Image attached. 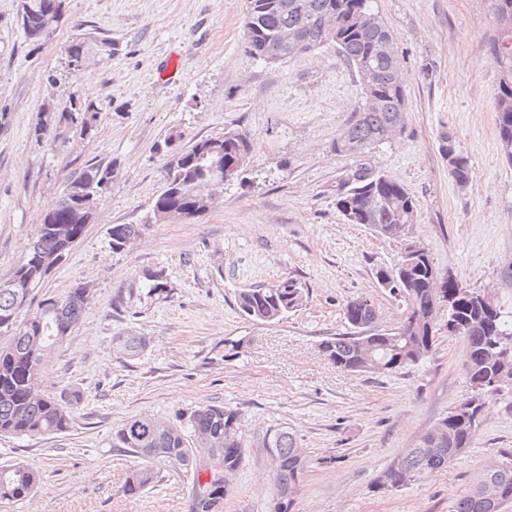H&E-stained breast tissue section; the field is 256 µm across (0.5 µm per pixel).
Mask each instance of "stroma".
I'll return each mask as SVG.
<instances>
[{"instance_id": "1", "label": "stroma", "mask_w": 512, "mask_h": 512, "mask_svg": "<svg viewBox=\"0 0 512 512\" xmlns=\"http://www.w3.org/2000/svg\"><path fill=\"white\" fill-rule=\"evenodd\" d=\"M396 39L408 119L371 151V163L417 203L411 236L440 272L491 293L512 315V162L498 136L499 71L488 0H372ZM247 0H66L51 39L26 40L17 0H0V281L22 262L41 217L69 177L91 162L112 164L111 191L39 295L89 290L78 324L40 366L43 391L78 395L70 428L37 437L0 436V464L19 461L41 476L28 496L0 512H190L193 472L118 447L127 420L173 421L198 407L229 406L255 437L287 427L315 463L292 512H451L503 448L512 449V397L491 401L472 448L419 484L373 492L375 478L468 396L464 340L448 334L421 365L396 374L344 372L319 350L344 333L347 301L365 298L377 329H393L406 304L379 284L400 248L369 227L346 223L336 186L354 164L336 143L361 103L356 73L328 47L283 63L245 50ZM118 41L119 55L83 73L64 47L78 27ZM178 67L166 72L170 58ZM94 100L101 119L88 139L54 144L34 127L49 103ZM232 126L252 148L243 182L225 184L215 207L189 222L149 227L113 251L116 224L141 223L164 185L157 146H181ZM467 155L475 177L457 187L444 134ZM163 270L169 291L152 294L145 275ZM292 276L305 306L277 323L246 319L236 296ZM146 350L127 357L126 334ZM156 473L125 494L143 464ZM224 512H269L275 486L263 449H248L230 478Z\"/></svg>"}]
</instances>
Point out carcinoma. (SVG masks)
I'll return each mask as SVG.
<instances>
[{
  "mask_svg": "<svg viewBox=\"0 0 512 512\" xmlns=\"http://www.w3.org/2000/svg\"><path fill=\"white\" fill-rule=\"evenodd\" d=\"M65 0H18V22L33 43L49 38L54 31L51 20L64 11ZM496 21V38L491 52L498 64L500 77L495 94L497 129L508 160L512 161V0H489ZM362 13H372L370 0H249L244 21L247 52L266 62H282L309 54L322 47L336 49L355 72H363L362 100L349 123L337 150L345 151L349 142L363 147L353 168L336 189V209L349 224H367L381 235L388 236L396 226L403 236H409L412 213L417 210L411 194L400 184L382 174L364 159L366 154L389 138L394 123L407 120L406 94L399 80L392 77L382 57L379 44L391 30L379 21L374 29L357 24ZM300 30L305 43L298 50L285 47L280 41L284 31ZM119 44L96 32L85 31L67 46V58L82 54L99 56L102 64L118 54ZM99 118L95 101L80 99L62 110L46 107L40 113L35 136L49 144L58 138L76 133L93 137ZM163 142L160 150L167 156L165 186L152 202L149 212L175 213L179 221H191L202 216L196 209L192 187L211 163H221L223 169L241 163L238 170L227 172V181L243 178L250 152L248 137L233 128L188 148L170 152ZM109 165L88 163L68 180L58 205L40 220L37 234L28 244L24 260L7 279L15 288L0 287V329H12L10 343L0 348V436L35 437L46 433H62L71 425V407L42 393L39 366L47 351L60 343L78 323L88 304V297L77 287L62 298H45L37 302L36 310L23 323L17 319L23 310L17 302L18 288L29 292L27 304H32L46 278L56 269L55 260L62 249H72L87 226L82 215L84 200L90 195L107 192L104 184ZM448 173L455 184L470 183L473 167L460 150L448 164ZM147 224H116L112 227V248L117 250L122 240L134 238ZM406 293L408 314L396 329L372 332L376 311L360 300L349 301L344 317L350 331L328 338L320 344L322 353L336 367L351 373H363V352L369 351L381 362L383 374H393L425 360L436 344L435 324L440 309L432 308L436 297L433 282L441 277L429 254L410 260L409 264L393 268ZM149 292H167L164 271L147 274ZM448 296L453 307L448 317L458 324V336L467 344L465 371L471 394L458 403L442 419L443 427L423 435L408 453L395 461L375 480V492L389 491L427 479L448 467L466 449L472 447L481 424L489 384L495 378L506 382L512 391V364L499 365L498 356L512 349V320L506 319L500 307L489 308L480 301V292L459 289L448 279ZM306 289L297 279L286 277L277 283L259 288H247L237 295V305L248 318L275 323L288 313L303 306ZM143 346L138 336L118 338L117 347L128 357H135ZM119 446L146 458H163L180 465L194 457V449L206 448L212 469L238 470L245 461L249 447L239 433V415L226 406L210 405L181 415L177 422L157 429L153 422L139 416L125 422L116 432ZM274 450L271 465L279 502V512H291L293 497L309 466L308 457L297 453V435L286 427L269 429L256 438L255 447ZM504 467L489 472V483L499 499L472 490L462 496L452 512H502V506L512 502V453H501ZM155 479L152 468L134 471L126 480L124 492L136 495ZM39 483V476L17 462L0 466V501L27 496ZM230 495L224 478L213 476L211 483L196 482L193 487L191 512H224L212 505Z\"/></svg>",
  "mask_w": 512,
  "mask_h": 512,
  "instance_id": "carcinoma-1",
  "label": "carcinoma"
}]
</instances>
